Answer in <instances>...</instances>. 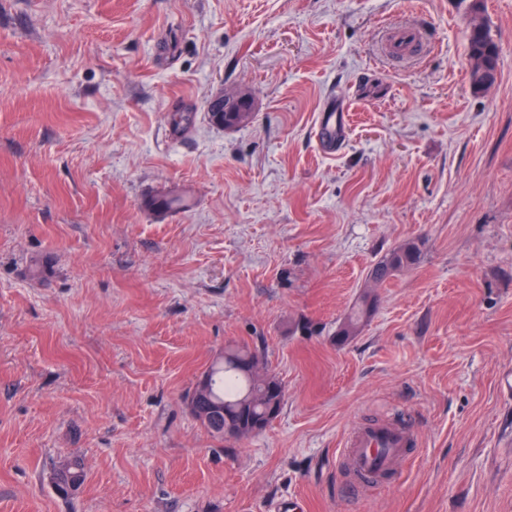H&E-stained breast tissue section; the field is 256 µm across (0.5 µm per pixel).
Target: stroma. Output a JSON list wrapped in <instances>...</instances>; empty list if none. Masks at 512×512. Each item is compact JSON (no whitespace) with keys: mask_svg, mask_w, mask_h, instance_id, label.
<instances>
[{"mask_svg":"<svg viewBox=\"0 0 512 512\" xmlns=\"http://www.w3.org/2000/svg\"><path fill=\"white\" fill-rule=\"evenodd\" d=\"M483 18L477 92L460 0H0V512H512V0ZM230 344L285 390L241 440L188 406ZM397 413L418 447L349 496L345 434ZM468 57L477 66L471 70L470 80L476 91H482L483 82L494 80L497 74L498 50L485 22L473 24L469 31L467 44ZM240 100H231L224 109V94L216 95L213 103L216 104L215 112H224V125L221 126L214 121L213 107L210 102L207 104V112L212 124L224 128L225 130L236 129L250 123L253 118V104L249 98H239ZM242 105V106H241ZM235 112V113H233ZM243 112V113H241ZM346 125L344 112L336 108V99L331 97L319 114L317 136L320 143L333 149L340 142ZM420 252V245L415 241H408L391 250L370 269L368 282L374 286L386 283L400 271L414 266L420 258ZM371 311V299L368 294H364L360 297L359 303H356L351 308L350 312L340 321L336 330V339L340 342H344L355 336Z\"/></svg>","mask_w":512,"mask_h":512,"instance_id":"1","label":"stroma"}]
</instances>
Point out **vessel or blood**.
Segmentation results:
<instances>
[{
  "instance_id": "obj_1",
  "label": "vessel or blood",
  "mask_w": 512,
  "mask_h": 512,
  "mask_svg": "<svg viewBox=\"0 0 512 512\" xmlns=\"http://www.w3.org/2000/svg\"><path fill=\"white\" fill-rule=\"evenodd\" d=\"M346 128L343 111L328 100L319 114L317 136L323 146L335 147ZM413 428L401 422L378 420L349 431L342 442V456L354 478V490H362L373 479L389 474L413 443Z\"/></svg>"
}]
</instances>
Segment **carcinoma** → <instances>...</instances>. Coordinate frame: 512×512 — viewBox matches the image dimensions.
<instances>
[{
    "instance_id": "1",
    "label": "carcinoma",
    "mask_w": 512,
    "mask_h": 512,
    "mask_svg": "<svg viewBox=\"0 0 512 512\" xmlns=\"http://www.w3.org/2000/svg\"><path fill=\"white\" fill-rule=\"evenodd\" d=\"M467 53L470 61L477 66V69L470 72L471 84L474 90L480 91L483 82L494 79L497 74L498 50L487 24L481 22L472 25ZM252 118L251 112H226L223 128H239L250 123ZM420 252V245L415 241H408L391 250L370 269L368 282L375 286L386 283L400 271L415 265L420 258ZM371 311V299L364 294L359 303L340 321L336 339L344 342L355 336ZM256 364V353L246 347L229 345L224 348L223 368L217 369L213 363L208 367L212 381L209 398L224 402L231 429L237 439L257 434L255 425L259 420L265 427L270 425L277 414H268L267 408L274 401L282 402L285 396L284 387L275 375L267 373L261 378L249 375V370ZM57 477V486L66 492L82 484L84 472L76 462L63 467Z\"/></svg>"
}]
</instances>
